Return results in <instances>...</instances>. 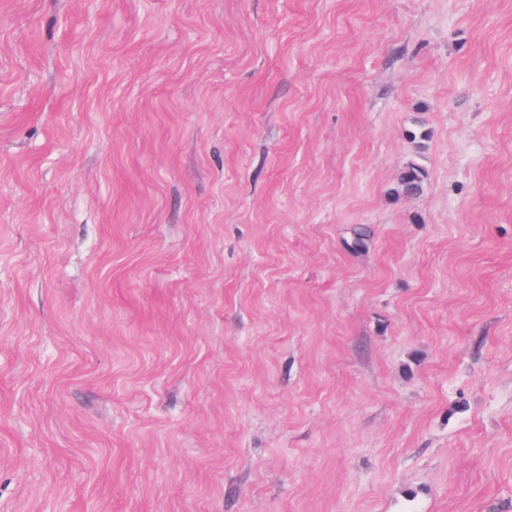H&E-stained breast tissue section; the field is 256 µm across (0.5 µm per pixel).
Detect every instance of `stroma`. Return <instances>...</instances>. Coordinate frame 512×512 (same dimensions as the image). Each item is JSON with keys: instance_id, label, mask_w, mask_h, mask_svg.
<instances>
[{"instance_id": "1", "label": "stroma", "mask_w": 512, "mask_h": 512, "mask_svg": "<svg viewBox=\"0 0 512 512\" xmlns=\"http://www.w3.org/2000/svg\"><path fill=\"white\" fill-rule=\"evenodd\" d=\"M0 512H512V0H0ZM428 178L427 170L419 163L411 161L400 171L396 192L403 196H416L423 192Z\"/></svg>"}]
</instances>
